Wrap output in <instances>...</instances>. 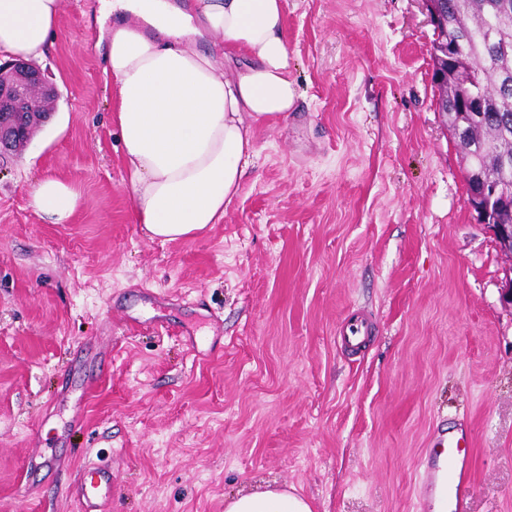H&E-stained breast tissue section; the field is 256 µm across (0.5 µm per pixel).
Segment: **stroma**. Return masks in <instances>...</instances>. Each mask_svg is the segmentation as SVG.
Returning <instances> with one entry per match:
<instances>
[{"instance_id":"35a3bbf8","label":"stroma","mask_w":512,"mask_h":512,"mask_svg":"<svg viewBox=\"0 0 512 512\" xmlns=\"http://www.w3.org/2000/svg\"><path fill=\"white\" fill-rule=\"evenodd\" d=\"M293 112L255 125L222 223L133 217L112 79L62 0L36 64L59 95L0 159V512H78L86 458L112 512H224L265 485L313 512H419L440 424L473 432L465 512H512L507 259L466 206L422 0H284ZM45 176L67 223L31 205ZM372 317L363 352L339 330ZM79 201L80 195L72 186L52 176L40 179L32 190L34 209L52 224L67 223Z\"/></svg>"}]
</instances>
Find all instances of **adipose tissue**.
Returning <instances> with one entry per match:
<instances>
[{
    "instance_id": "adipose-tissue-1",
    "label": "adipose tissue",
    "mask_w": 512,
    "mask_h": 512,
    "mask_svg": "<svg viewBox=\"0 0 512 512\" xmlns=\"http://www.w3.org/2000/svg\"><path fill=\"white\" fill-rule=\"evenodd\" d=\"M121 11L99 31L119 104L134 216L151 238L177 241L221 223L255 153L252 126L283 117L297 91L284 34V0H101ZM60 0H0V56L41 57L57 33ZM217 41L203 52L199 38ZM248 65L228 72L231 53ZM80 201L66 182L46 176L32 205L67 223ZM224 512H311L295 490L265 487L224 503Z\"/></svg>"
}]
</instances>
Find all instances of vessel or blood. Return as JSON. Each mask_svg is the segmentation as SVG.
Wrapping results in <instances>:
<instances>
[{
	"label": "vessel or blood",
	"mask_w": 512,
	"mask_h": 512,
	"mask_svg": "<svg viewBox=\"0 0 512 512\" xmlns=\"http://www.w3.org/2000/svg\"><path fill=\"white\" fill-rule=\"evenodd\" d=\"M472 443L468 429L433 436L422 460L418 488L420 512H463L472 492ZM80 512H105L112 496V472L102 463L85 461L73 487Z\"/></svg>",
	"instance_id": "1"
}]
</instances>
